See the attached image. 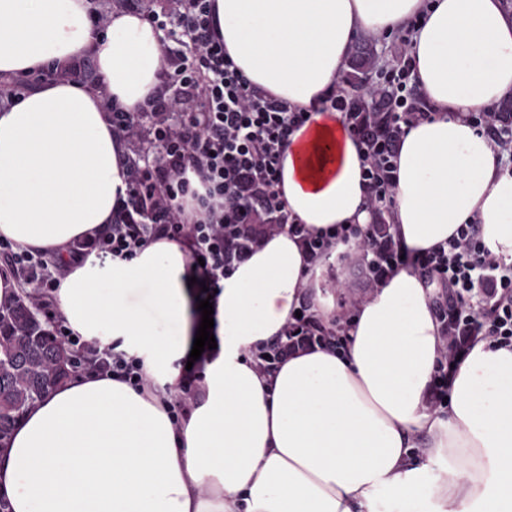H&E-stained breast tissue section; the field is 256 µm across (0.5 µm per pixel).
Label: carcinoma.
<instances>
[{
	"label": "carcinoma",
	"mask_w": 512,
	"mask_h": 512,
	"mask_svg": "<svg viewBox=\"0 0 512 512\" xmlns=\"http://www.w3.org/2000/svg\"><path fill=\"white\" fill-rule=\"evenodd\" d=\"M382 73L375 43L358 40L341 77L353 111H385ZM71 356L24 294L0 300V443L26 411L69 378L64 363Z\"/></svg>",
	"instance_id": "cac0c4a2"
}]
</instances>
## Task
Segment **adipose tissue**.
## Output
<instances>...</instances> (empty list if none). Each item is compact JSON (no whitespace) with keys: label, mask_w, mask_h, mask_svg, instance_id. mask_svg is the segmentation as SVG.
Wrapping results in <instances>:
<instances>
[{"label":"adipose tissue","mask_w":512,"mask_h":512,"mask_svg":"<svg viewBox=\"0 0 512 512\" xmlns=\"http://www.w3.org/2000/svg\"><path fill=\"white\" fill-rule=\"evenodd\" d=\"M224 48L256 86L312 112L282 157L289 213L313 232L371 223L362 152L339 113L317 106L360 36L410 33L414 81L436 116L403 135L392 222L425 251L474 220L512 263V176L470 112L512 98L505 0H214ZM161 31L115 10L98 29L89 0H0V76L93 58L116 103L138 112L162 69ZM124 140L97 90L58 78L0 107V239L50 258L112 223L126 194ZM338 249L311 262L297 237L269 239L212 297L216 349L202 397L181 422L169 403L175 359L202 320L185 247L160 239L130 261L89 255L54 294L86 341L141 357L151 383L84 373L29 410L0 444L10 512H380L383 498L428 512H512V347L473 341L448 371V406L430 409L443 360L430 291L396 271L361 304L340 349L290 356L260 375L252 349L278 335L302 294L333 324L327 285ZM181 325L157 336L135 297Z\"/></svg>","instance_id":"ef3b65f1"}]
</instances>
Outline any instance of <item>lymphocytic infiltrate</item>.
<instances>
[{"label": "lymphocytic infiltrate", "mask_w": 512, "mask_h": 512, "mask_svg": "<svg viewBox=\"0 0 512 512\" xmlns=\"http://www.w3.org/2000/svg\"><path fill=\"white\" fill-rule=\"evenodd\" d=\"M165 2L161 12L147 15L164 33V66L155 96L135 113L112 100L104 102L115 133L124 139L141 136L147 143L128 161L126 200L112 224L71 246L64 263L0 240V255L11 275L29 288L56 336L79 353L80 368L138 388L148 382L140 359L81 340L55 314L53 294L72 264L91 254L130 260L149 243L166 238L186 246L194 274L218 290L235 265L273 235L286 231L298 237L313 261L325 256L332 242L352 241L355 251L341 253L339 259L361 267L365 292L400 269L410 270L432 289L446 343L444 364L433 377L431 405L442 407L448 366L465 352L464 346L452 344V337L463 334L512 346V265L486 247L479 224L473 222L458 225L444 243L411 252L396 238L391 223L378 221L394 205L402 136L434 116L432 105L416 92L409 51H401L397 63L382 75L386 111H352L341 90L320 103L322 111L339 113L361 147L367 206L375 220L363 229L340 226L335 233L318 234L289 214L280 174L283 151L309 113L291 109L241 73L224 49L212 0ZM467 118L512 161L511 116L482 111ZM337 288L345 299L335 328H326L311 301L302 299L299 316L253 352L260 373L274 374L300 350L342 347L361 299L346 282H338Z\"/></svg>", "instance_id": "1"}]
</instances>
